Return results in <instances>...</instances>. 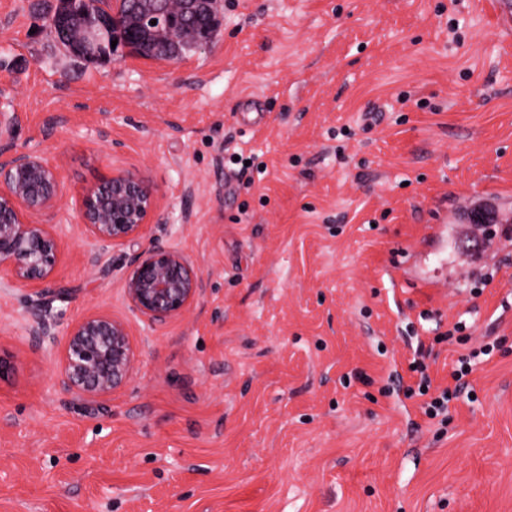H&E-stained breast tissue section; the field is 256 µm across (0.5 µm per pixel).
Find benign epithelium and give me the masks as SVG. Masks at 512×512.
Instances as JSON below:
<instances>
[{
  "mask_svg": "<svg viewBox=\"0 0 512 512\" xmlns=\"http://www.w3.org/2000/svg\"><path fill=\"white\" fill-rule=\"evenodd\" d=\"M190 2L213 18L218 0H155L146 21H156L160 41L175 38L158 21ZM120 16L88 11L85 27L72 40L101 43ZM17 116L0 108V268L10 282L35 294L54 282L61 237L54 219L62 201L59 174L44 157L20 152L13 139ZM157 208L144 179L131 171L103 177L82 193L78 209L86 236L106 246L122 245L142 234ZM124 295L132 311L150 325L182 314L202 288L200 270L178 249L147 250L130 261ZM135 353L126 323L106 313L88 314L70 324L59 359V383L90 402L108 398L132 377Z\"/></svg>",
  "mask_w": 512,
  "mask_h": 512,
  "instance_id": "benign-epithelium-1",
  "label": "benign epithelium"
}]
</instances>
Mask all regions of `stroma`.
<instances>
[{"instance_id":"stroma-1","label":"stroma","mask_w":512,"mask_h":512,"mask_svg":"<svg viewBox=\"0 0 512 512\" xmlns=\"http://www.w3.org/2000/svg\"><path fill=\"white\" fill-rule=\"evenodd\" d=\"M56 4L0 0L14 146L64 196L55 282L0 287V512H512V0H223L211 45L97 65L57 40ZM239 151L260 180L225 167ZM125 170L157 209L139 238L92 245L78 198ZM480 209L494 252L453 233L417 250ZM157 248L203 288L150 327L123 278ZM467 261L492 283L460 277ZM92 312L136 352L100 404L61 388L60 346L28 331ZM460 320L496 348L441 425L407 394L413 350L432 345L448 386L465 349L435 336Z\"/></svg>"}]
</instances>
